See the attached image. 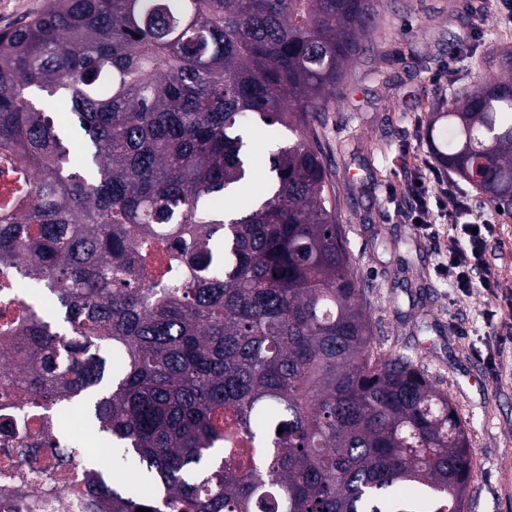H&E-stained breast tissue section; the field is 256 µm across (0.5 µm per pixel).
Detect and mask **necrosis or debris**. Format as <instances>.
<instances>
[{"label":"necrosis or debris","mask_w":512,"mask_h":512,"mask_svg":"<svg viewBox=\"0 0 512 512\" xmlns=\"http://www.w3.org/2000/svg\"><path fill=\"white\" fill-rule=\"evenodd\" d=\"M39 426L0 439V512H91L80 464L40 445L41 430L64 435L61 420L47 411Z\"/></svg>","instance_id":"obj_1"}]
</instances>
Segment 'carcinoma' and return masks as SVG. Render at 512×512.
I'll return each mask as SVG.
<instances>
[{"instance_id":"cac0c4a2","label":"carcinoma","mask_w":512,"mask_h":512,"mask_svg":"<svg viewBox=\"0 0 512 512\" xmlns=\"http://www.w3.org/2000/svg\"><path fill=\"white\" fill-rule=\"evenodd\" d=\"M387 3L44 0L0 30V299L24 268L33 306L0 324V368L18 422L81 409L112 449L87 494L112 512H464L467 428L374 345L314 145ZM499 66L425 135L512 215ZM281 128L266 195L233 207L249 138Z\"/></svg>"}]
</instances>
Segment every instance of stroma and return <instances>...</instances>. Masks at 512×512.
Segmentation results:
<instances>
[{"label":"stroma","mask_w":512,"mask_h":512,"mask_svg":"<svg viewBox=\"0 0 512 512\" xmlns=\"http://www.w3.org/2000/svg\"><path fill=\"white\" fill-rule=\"evenodd\" d=\"M509 51L512 24L489 0H393L367 52L329 90L317 129L377 347L413 353L468 429L467 512H512V217L437 167L424 128L451 94L496 75L494 57ZM420 182L433 197L449 185L492 220L497 295L450 287L438 266L447 225L430 237L416 223Z\"/></svg>","instance_id":"35a3bbf8"}]
</instances>
